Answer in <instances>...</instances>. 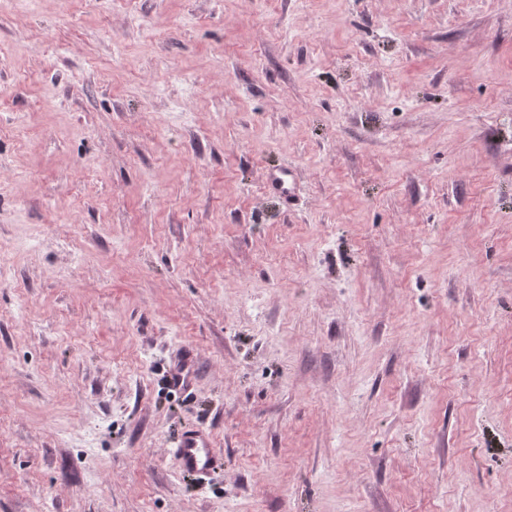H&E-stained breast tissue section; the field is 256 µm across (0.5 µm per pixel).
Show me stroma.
<instances>
[{"instance_id":"stroma-1","label":"stroma","mask_w":512,"mask_h":512,"mask_svg":"<svg viewBox=\"0 0 512 512\" xmlns=\"http://www.w3.org/2000/svg\"><path fill=\"white\" fill-rule=\"evenodd\" d=\"M0 120V512H512V0H0ZM266 191L279 199L289 201L295 194L293 173L288 168L267 170ZM173 451L179 470L198 480L224 467V456L211 448L208 434L198 426L182 428Z\"/></svg>"}]
</instances>
